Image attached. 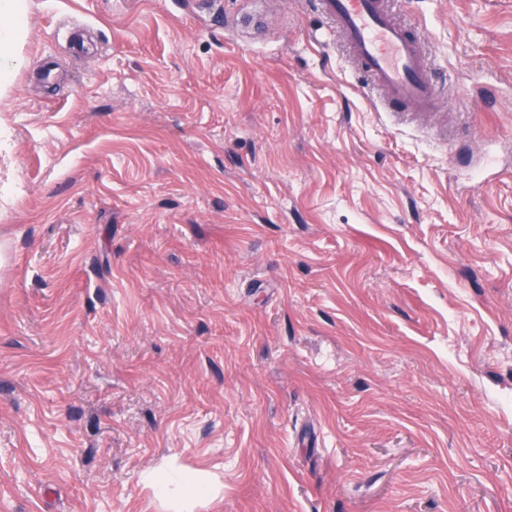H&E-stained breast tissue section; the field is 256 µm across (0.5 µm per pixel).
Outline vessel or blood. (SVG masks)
I'll return each instance as SVG.
<instances>
[{"instance_id":"1","label":"vessel or blood","mask_w":512,"mask_h":512,"mask_svg":"<svg viewBox=\"0 0 512 512\" xmlns=\"http://www.w3.org/2000/svg\"><path fill=\"white\" fill-rule=\"evenodd\" d=\"M345 54L362 70L377 111L427 114L437 109L434 63L422 36L396 18L390 0H312Z\"/></svg>"}]
</instances>
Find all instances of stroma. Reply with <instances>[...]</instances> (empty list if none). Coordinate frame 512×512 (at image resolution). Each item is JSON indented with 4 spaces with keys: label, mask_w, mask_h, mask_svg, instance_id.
<instances>
[{
    "label": "stroma",
    "mask_w": 512,
    "mask_h": 512,
    "mask_svg": "<svg viewBox=\"0 0 512 512\" xmlns=\"http://www.w3.org/2000/svg\"><path fill=\"white\" fill-rule=\"evenodd\" d=\"M25 4L0 512H512V0H392L435 126L304 0ZM146 479L159 493L175 495L178 499L176 505L180 509L210 494L209 485L199 474L183 472L166 465L150 470Z\"/></svg>",
    "instance_id": "35a3bbf8"
}]
</instances>
